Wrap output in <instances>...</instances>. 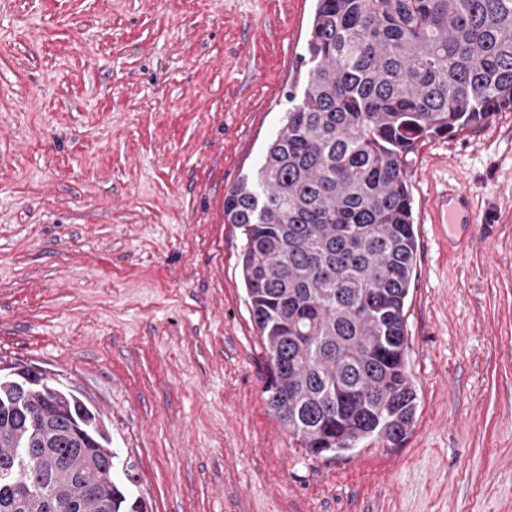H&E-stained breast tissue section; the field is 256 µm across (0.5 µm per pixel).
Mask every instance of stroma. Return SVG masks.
Wrapping results in <instances>:
<instances>
[{
    "label": "stroma",
    "mask_w": 512,
    "mask_h": 512,
    "mask_svg": "<svg viewBox=\"0 0 512 512\" xmlns=\"http://www.w3.org/2000/svg\"><path fill=\"white\" fill-rule=\"evenodd\" d=\"M314 0H0V362L104 419L148 512H512V112L420 142L419 409L341 459L270 413L224 195L281 125ZM455 184L486 228L449 255Z\"/></svg>",
    "instance_id": "1"
}]
</instances>
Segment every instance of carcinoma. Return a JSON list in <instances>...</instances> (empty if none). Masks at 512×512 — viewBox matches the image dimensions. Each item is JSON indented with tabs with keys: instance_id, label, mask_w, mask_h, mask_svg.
Here are the masks:
<instances>
[{
	"instance_id": "obj_1",
	"label": "carcinoma",
	"mask_w": 512,
	"mask_h": 512,
	"mask_svg": "<svg viewBox=\"0 0 512 512\" xmlns=\"http://www.w3.org/2000/svg\"><path fill=\"white\" fill-rule=\"evenodd\" d=\"M282 125L224 195L267 352L269 411L299 447L342 458L398 448L417 414L405 305L417 236V143L512 110V0H316ZM0 512H136L112 439L75 394L0 376ZM112 483L108 496L92 487Z\"/></svg>"
}]
</instances>
